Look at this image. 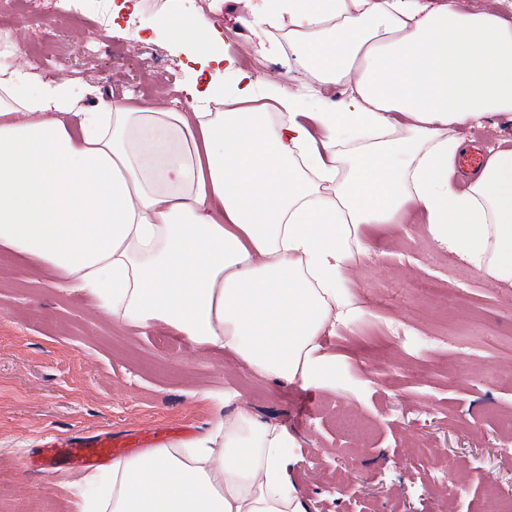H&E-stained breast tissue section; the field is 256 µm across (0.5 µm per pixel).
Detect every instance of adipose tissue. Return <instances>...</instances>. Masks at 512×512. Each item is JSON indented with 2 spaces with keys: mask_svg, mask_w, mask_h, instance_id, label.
Wrapping results in <instances>:
<instances>
[{
  "mask_svg": "<svg viewBox=\"0 0 512 512\" xmlns=\"http://www.w3.org/2000/svg\"><path fill=\"white\" fill-rule=\"evenodd\" d=\"M263 83L206 18L162 28L200 89L189 112L0 77V246L59 269L119 325H164L275 380L331 385L319 338L366 224L420 210L433 238L512 284V150L465 190L455 128L512 117V25L459 0H254ZM348 101L324 107L321 87ZM203 435L112 463L78 512H305L300 445L236 394Z\"/></svg>",
  "mask_w": 512,
  "mask_h": 512,
  "instance_id": "obj_1",
  "label": "adipose tissue"
}]
</instances>
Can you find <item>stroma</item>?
I'll return each instance as SVG.
<instances>
[{
  "mask_svg": "<svg viewBox=\"0 0 512 512\" xmlns=\"http://www.w3.org/2000/svg\"><path fill=\"white\" fill-rule=\"evenodd\" d=\"M49 19L43 36L60 59L39 65L47 78L76 80L83 104L99 98L136 106L163 100L189 111L188 61L169 42L125 37L88 51L78 21L59 0H30ZM187 12L226 28L224 41L261 81L300 88L304 73L282 75L254 51L245 0ZM485 155L512 149V119L489 113L456 129ZM368 248L347 263L341 281L355 312L330 324L320 341L333 361V386L260 376L220 350H202L158 325L118 327L64 275L0 247V512H77L86 494H106L86 473L40 468L47 440L177 427L210 428L217 395L232 389L261 421L284 426L301 457L291 476L321 512H484L486 478H502L512 496V284L489 279L440 246L416 211L398 224H368ZM412 330L411 349L387 327ZM346 406L367 432L336 425Z\"/></svg>",
  "mask_w": 512,
  "mask_h": 512,
  "instance_id": "obj_1",
  "label": "stroma"
}]
</instances>
